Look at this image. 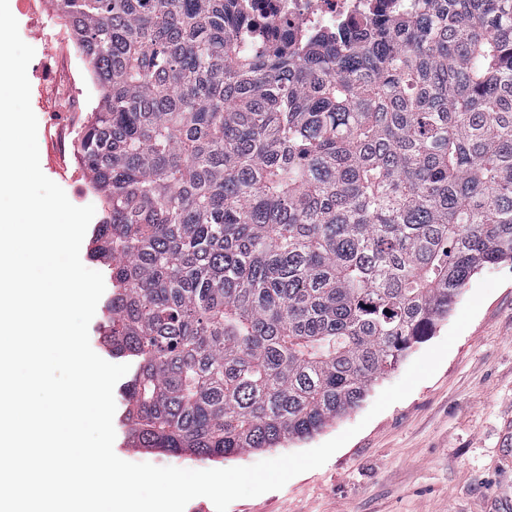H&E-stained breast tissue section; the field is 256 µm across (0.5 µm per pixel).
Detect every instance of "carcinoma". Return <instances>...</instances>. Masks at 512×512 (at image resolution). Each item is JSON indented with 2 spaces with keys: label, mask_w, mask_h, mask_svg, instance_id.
<instances>
[{
  "label": "carcinoma",
  "mask_w": 512,
  "mask_h": 512,
  "mask_svg": "<svg viewBox=\"0 0 512 512\" xmlns=\"http://www.w3.org/2000/svg\"><path fill=\"white\" fill-rule=\"evenodd\" d=\"M51 2L96 91L77 153L129 447L310 438L512 261V0L300 37L245 0Z\"/></svg>",
  "instance_id": "1"
}]
</instances>
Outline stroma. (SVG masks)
<instances>
[{
    "mask_svg": "<svg viewBox=\"0 0 512 512\" xmlns=\"http://www.w3.org/2000/svg\"><path fill=\"white\" fill-rule=\"evenodd\" d=\"M21 38L35 55L27 75L31 106L46 124L50 102L41 87L59 21L32 24L17 14ZM506 281L483 302L437 372L374 419L366 414L380 392L397 383L411 360L438 344L442 321L415 345L407 361L380 380L361 405L313 438L224 460L249 466L318 446L349 427L362 430L322 467L293 477L279 490L232 502L228 512H499L512 496V462L501 432L512 424V262L489 268Z\"/></svg>",
    "mask_w": 512,
    "mask_h": 512,
    "instance_id": "stroma-1",
    "label": "stroma"
}]
</instances>
